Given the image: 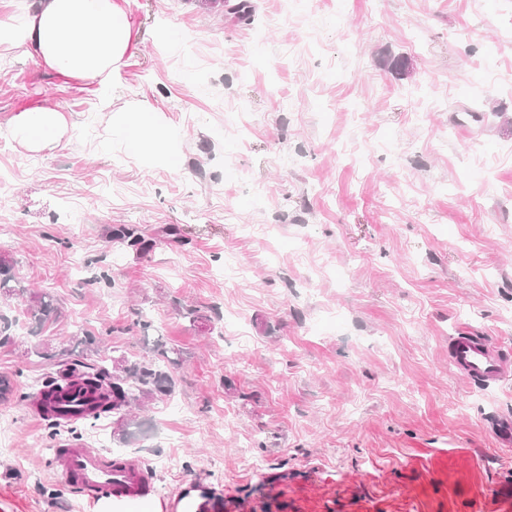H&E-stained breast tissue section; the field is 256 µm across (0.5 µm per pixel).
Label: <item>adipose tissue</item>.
<instances>
[{
  "instance_id": "obj_1",
  "label": "adipose tissue",
  "mask_w": 512,
  "mask_h": 512,
  "mask_svg": "<svg viewBox=\"0 0 512 512\" xmlns=\"http://www.w3.org/2000/svg\"><path fill=\"white\" fill-rule=\"evenodd\" d=\"M127 0H36L21 30L0 22V43L26 51L58 75L107 81L134 48L137 34ZM12 137L25 151L37 153L67 133L63 112L32 107L9 120Z\"/></svg>"
}]
</instances>
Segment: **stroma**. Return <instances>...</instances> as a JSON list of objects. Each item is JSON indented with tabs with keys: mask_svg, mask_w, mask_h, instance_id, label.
Listing matches in <instances>:
<instances>
[{
	"mask_svg": "<svg viewBox=\"0 0 512 512\" xmlns=\"http://www.w3.org/2000/svg\"><path fill=\"white\" fill-rule=\"evenodd\" d=\"M235 2L128 0L136 47L105 84L0 45V256L28 289L0 295V512H96L53 463L75 440L147 465L163 512L191 490L220 512H489L512 373L469 385L448 339L512 349V0ZM116 99L161 139L133 150ZM34 106L70 131L28 156L8 120ZM88 334L174 352L132 444L110 419L54 439L25 398Z\"/></svg>",
	"mask_w": 512,
	"mask_h": 512,
	"instance_id": "obj_1",
	"label": "stroma"
}]
</instances>
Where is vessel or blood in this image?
<instances>
[{"mask_svg":"<svg viewBox=\"0 0 512 512\" xmlns=\"http://www.w3.org/2000/svg\"><path fill=\"white\" fill-rule=\"evenodd\" d=\"M448 361L458 376L481 384L499 382L512 369L496 344L487 337L468 332L450 338ZM99 397V391L86 385L67 384L50 395L46 409L55 418L76 419L89 414ZM55 456L65 476L90 496L134 500L143 496L150 479L148 468L114 461L82 443L65 445L57 449Z\"/></svg>","mask_w":512,"mask_h":512,"instance_id":"vessel-or-blood-1","label":"vessel or blood"}]
</instances>
